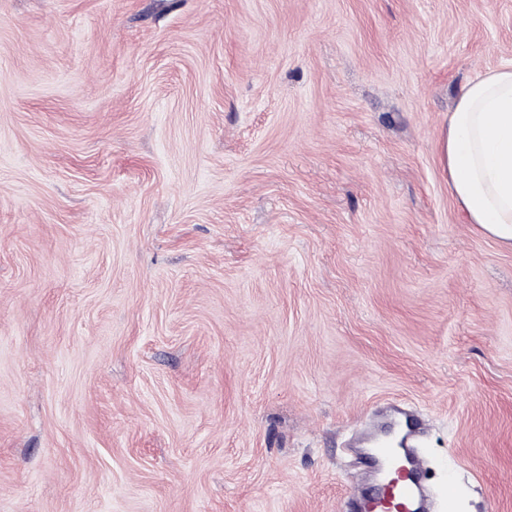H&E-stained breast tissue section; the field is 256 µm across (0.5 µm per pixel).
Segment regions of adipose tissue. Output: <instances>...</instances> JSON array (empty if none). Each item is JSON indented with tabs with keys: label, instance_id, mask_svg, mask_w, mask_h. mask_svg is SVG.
<instances>
[{
	"label": "adipose tissue",
	"instance_id": "obj_1",
	"mask_svg": "<svg viewBox=\"0 0 512 512\" xmlns=\"http://www.w3.org/2000/svg\"><path fill=\"white\" fill-rule=\"evenodd\" d=\"M441 163L467 223L512 246V64L462 87L441 136Z\"/></svg>",
	"mask_w": 512,
	"mask_h": 512
}]
</instances>
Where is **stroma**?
<instances>
[{
  "label": "stroma",
  "mask_w": 512,
  "mask_h": 512,
  "mask_svg": "<svg viewBox=\"0 0 512 512\" xmlns=\"http://www.w3.org/2000/svg\"><path fill=\"white\" fill-rule=\"evenodd\" d=\"M512 0H0V512H350L376 404L512 512V246L440 137Z\"/></svg>",
  "instance_id": "obj_1"
}]
</instances>
